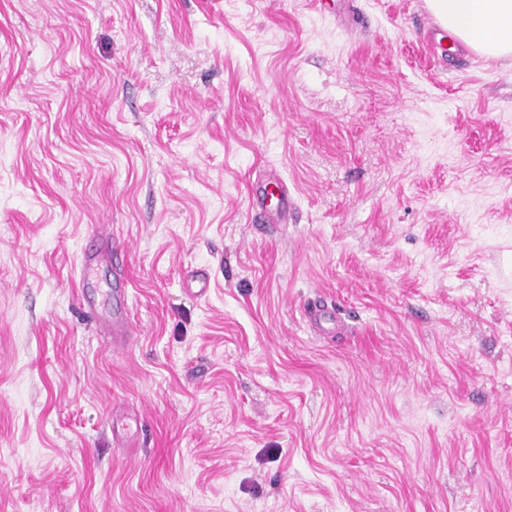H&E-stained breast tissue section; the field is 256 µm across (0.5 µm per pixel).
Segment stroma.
Segmentation results:
<instances>
[{
  "label": "stroma",
  "mask_w": 512,
  "mask_h": 512,
  "mask_svg": "<svg viewBox=\"0 0 512 512\" xmlns=\"http://www.w3.org/2000/svg\"><path fill=\"white\" fill-rule=\"evenodd\" d=\"M429 25L0 0V512H512V59ZM269 170L293 223L253 221ZM93 224L119 348L78 301ZM91 234L94 240L93 245L81 253L79 260V288L82 305L88 310L95 312V304L89 294L95 268L103 259H107L112 264L116 271L112 295L116 303H119L129 282L125 276L128 252L125 244L112 238V236H102L96 232ZM100 319L102 325L112 331V343L114 345H120L126 341L131 328L126 315L121 309L117 308L109 316H100Z\"/></svg>",
  "instance_id": "1"
}]
</instances>
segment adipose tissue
Wrapping results in <instances>:
<instances>
[{"instance_id": "adipose-tissue-1", "label": "adipose tissue", "mask_w": 512, "mask_h": 512, "mask_svg": "<svg viewBox=\"0 0 512 512\" xmlns=\"http://www.w3.org/2000/svg\"><path fill=\"white\" fill-rule=\"evenodd\" d=\"M449 38L469 45L479 56H512V0H427Z\"/></svg>"}]
</instances>
